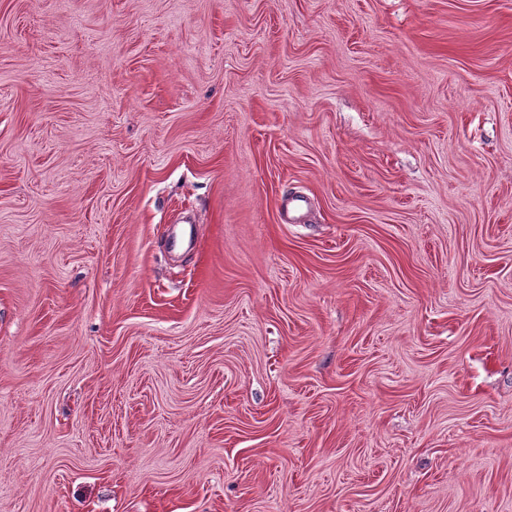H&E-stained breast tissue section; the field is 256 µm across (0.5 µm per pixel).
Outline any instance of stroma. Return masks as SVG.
Listing matches in <instances>:
<instances>
[{
	"mask_svg": "<svg viewBox=\"0 0 512 512\" xmlns=\"http://www.w3.org/2000/svg\"><path fill=\"white\" fill-rule=\"evenodd\" d=\"M0 512H512V0H0Z\"/></svg>",
	"mask_w": 512,
	"mask_h": 512,
	"instance_id": "1",
	"label": "stroma"
}]
</instances>
